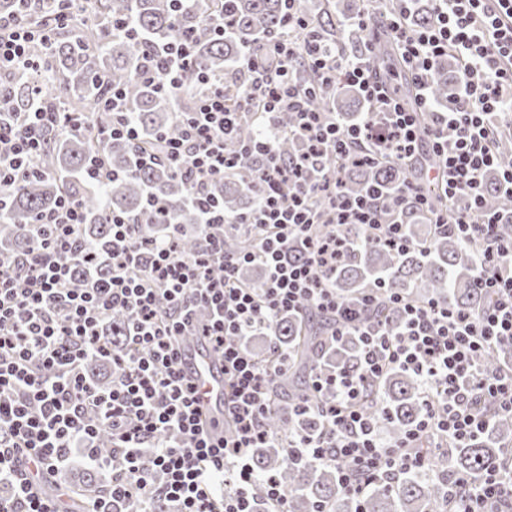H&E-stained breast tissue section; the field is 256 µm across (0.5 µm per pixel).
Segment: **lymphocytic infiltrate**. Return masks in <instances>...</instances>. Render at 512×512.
I'll return each mask as SVG.
<instances>
[{
    "mask_svg": "<svg viewBox=\"0 0 512 512\" xmlns=\"http://www.w3.org/2000/svg\"><path fill=\"white\" fill-rule=\"evenodd\" d=\"M412 2L396 0L382 18L416 88L413 104H406L368 59L348 60L322 48L309 21L292 13L285 34L267 37L262 54L244 59L238 108L225 105L224 83L214 81L195 110L183 116L179 133L161 136L165 159L187 177L191 199L199 202L212 181L234 171L237 156L226 144L246 112L298 117L294 134L305 146L300 160L283 162L274 133H260L250 145L264 158L257 205L232 218L201 209L204 232L197 255L179 254L171 235L139 239L137 218L115 214L109 276L72 289L75 269L88 265L77 234L86 215L79 202L65 198L29 225L35 249L14 259L0 256V483L11 487L9 496L0 497V512H65L64 492H47L41 482L76 448L107 476V497L122 503L121 512H255L257 482L249 458L252 449L270 442L271 366L238 339L275 315L296 310L304 299L334 318L337 335L356 331L363 345L358 370L323 373L313 382L317 391L327 385L336 389L335 402L319 408L326 432L291 445L310 464L335 463L347 495L358 498L374 481L425 470L426 459L410 451L421 435L438 433L465 443L485 426L482 406L512 415V367L487 376L475 363L485 348L512 343V239H502L496 222L481 211L487 172L499 170L512 190V166L500 168L496 152L503 131L496 117L512 103V0H434V20L421 28L409 23ZM68 21L61 11L33 32L0 15V70L45 67L46 58L35 54L34 46L50 43ZM191 50L186 38L146 48L142 77L156 81L162 92H178ZM302 53L321 88L340 81L357 87L367 106L365 121L343 127L312 110L313 91L301 85L297 73ZM447 54L461 64V92L441 110L428 97L427 83ZM10 94L0 83V183L38 171L41 132L54 118L44 109L41 88H33L26 112L4 107ZM425 112L432 117L426 126L419 121ZM424 152L436 158V166L396 194L376 189L350 196L341 188L346 165L360 156L405 165ZM326 153L334 155L335 169L321 166ZM437 196L448 200L449 209H435ZM320 199L334 213L324 238L312 233ZM407 202L436 232L455 231L476 246L475 284L493 298L480 315L445 303L405 302L402 330L392 335L366 319L374 296L346 302L323 281L322 272L335 268L342 254L346 225H362L396 250L413 248L402 224L381 220L382 212L399 211ZM229 229L249 238L251 250L225 253ZM292 241L302 246V258H289ZM62 253L69 263L59 262ZM244 263L262 266V289L238 281ZM200 307L210 317L198 326L194 316ZM118 310L126 314L128 328L125 351L115 355L102 328ZM195 334L224 360L230 395L224 403L226 432L218 442L204 433L196 388L179 366L178 339ZM90 352L111 356L117 369L111 387L101 388L82 372ZM391 368L414 373L442 397L441 404L427 403L401 453L382 449L376 423L359 408L367 383ZM104 431L112 436L106 457L93 445ZM510 498L512 481L495 472L458 496L460 512H502Z\"/></svg>",
    "mask_w": 512,
    "mask_h": 512,
    "instance_id": "1",
    "label": "lymphocytic infiltrate"
}]
</instances>
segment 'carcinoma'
<instances>
[{
  "label": "carcinoma",
  "mask_w": 512,
  "mask_h": 512,
  "mask_svg": "<svg viewBox=\"0 0 512 512\" xmlns=\"http://www.w3.org/2000/svg\"><path fill=\"white\" fill-rule=\"evenodd\" d=\"M222 0H197L182 9L172 0H84L80 15L73 24L60 30L54 39L48 68L36 77L11 73L7 80L13 94L9 106L16 112L28 108L29 86H43L46 106L52 112L76 113L81 125L64 131L55 126L48 131L50 142L44 152L42 172L19 183L0 184V198L7 202L0 221V254L21 255L34 248V240L25 232V225L36 215L56 206L61 198L78 201L87 215L80 235L94 258L90 265L97 276L109 270L108 252L112 248L114 212L140 217V237L154 239L164 236L167 225L177 226L176 243L184 256L194 255L201 246L198 207L191 203L189 185L172 167L160 161L156 165L137 162L142 149L127 140L102 142L97 136L101 127L112 125V111L105 106L107 91L113 86L125 89V118L142 134L172 135L177 131L179 113L192 110L196 96L167 94L157 91L154 83L140 76L144 45L163 46L190 34L194 40V65L184 72L183 84L202 93L198 73L213 80H224V99L235 103L240 88L234 71L237 62L256 51L262 40L283 29V15L292 10L313 22L329 45L337 42L345 20L366 10L363 0H233V26L219 37L209 23V14L223 12ZM59 5H43L36 12L19 8L15 0H0V14H13L21 23L39 27ZM434 18L433 0H415L409 23L415 27L429 25ZM123 19L139 35L130 40L123 34L107 36L112 21ZM349 55H359L365 44L373 45V57L391 72L398 71L392 43L387 36L352 30L349 32ZM459 63L453 55L440 59L429 79V93L440 105L448 104L458 83ZM316 112L344 125L359 122L363 105L355 88L342 84L335 91L316 93L311 100ZM295 114L282 112L272 117L275 128V149L284 161L298 159L304 151L301 142L291 135ZM267 125L265 117L248 115L241 125L237 141L227 150L239 156L234 174L210 188L212 202L228 216L250 209L247 202H256L260 188L257 170L260 160L243 146L251 142ZM107 155L118 177L92 183L85 177L89 158L98 149ZM436 160L426 156L415 165L395 166L387 163H364L350 166L344 173L345 188L363 194L371 186L389 190L419 176L422 167ZM164 202L165 210L156 213L148 207V196ZM484 208L497 214L499 234L512 237V192L500 184L498 172L485 177ZM405 234L424 244L426 250L412 249L398 254L385 243L370 238L363 229L350 224L346 228L347 245L336 268L326 273L336 295L345 301L359 300L377 288L385 293H400L409 301L446 302L471 315L484 310L492 297L474 285V248L453 234L435 233L432 225L417 212L407 210L399 217ZM369 318L396 333L402 319L401 310L388 298H382ZM126 315L112 314L108 342L116 353L124 351L123 336ZM330 324L316 319L309 302L302 303L298 315L279 314L262 329V346L257 355L267 357L269 337L288 352V369L270 374L273 406L266 419L272 442L266 448H255L251 466L258 484L273 476L288 499L291 512H317L326 507L331 512H452L446 501L448 489L462 479L480 481L487 471L501 463L504 445L512 439V415L488 409L489 427L474 441L459 445L448 443V452L437 456L423 475L400 477L386 486L370 484L363 496L354 499L338 484L336 465L313 466L292 458L288 444L302 436L316 435L322 421L315 411L297 414L293 407L308 393L307 381L319 370L338 371L359 366L361 344L355 336H342L330 344ZM512 363V345L497 344L482 351L478 364L487 373L497 372ZM112 362L97 355L85 360L86 372L102 385L112 382ZM423 383L413 373L398 368L388 370L374 381L361 405L383 431L382 445L391 447L400 442L422 417ZM106 478L95 470L84 471L72 482L76 500L72 507L93 509L102 504Z\"/></svg>",
  "instance_id": "1"
}]
</instances>
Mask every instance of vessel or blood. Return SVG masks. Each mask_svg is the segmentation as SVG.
<instances>
[{"label": "vessel or blood", "mask_w": 512, "mask_h": 512, "mask_svg": "<svg viewBox=\"0 0 512 512\" xmlns=\"http://www.w3.org/2000/svg\"><path fill=\"white\" fill-rule=\"evenodd\" d=\"M180 366L195 385L201 411L211 433L224 435V363L208 349L203 338L194 337L183 342Z\"/></svg>", "instance_id": "1"}]
</instances>
